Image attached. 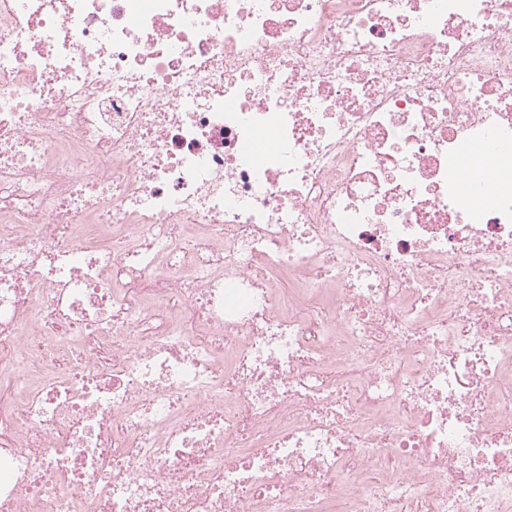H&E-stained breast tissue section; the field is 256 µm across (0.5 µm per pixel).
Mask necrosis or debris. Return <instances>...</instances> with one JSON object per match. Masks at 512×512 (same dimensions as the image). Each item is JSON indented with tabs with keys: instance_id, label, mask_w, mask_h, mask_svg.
<instances>
[{
	"instance_id": "necrosis-or-debris-1",
	"label": "necrosis or debris",
	"mask_w": 512,
	"mask_h": 512,
	"mask_svg": "<svg viewBox=\"0 0 512 512\" xmlns=\"http://www.w3.org/2000/svg\"><path fill=\"white\" fill-rule=\"evenodd\" d=\"M0 512H512V0H0ZM474 155L468 145L464 146L461 153L457 170L458 175L464 177L470 181H478L481 179V172L492 165L494 161V155L491 152H483L478 155V158H473ZM486 169L483 171L485 174Z\"/></svg>"
}]
</instances>
